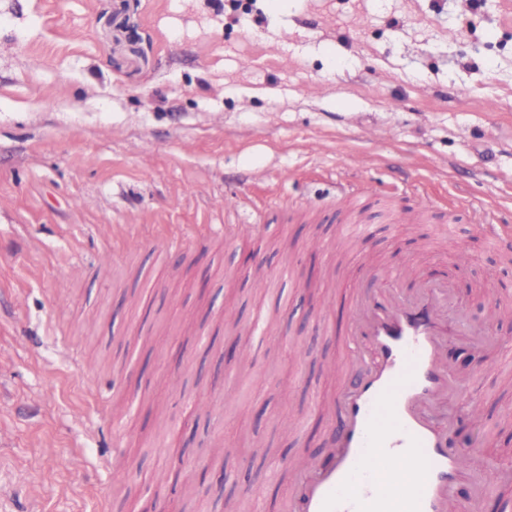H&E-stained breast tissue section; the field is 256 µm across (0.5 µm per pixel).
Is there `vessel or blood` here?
<instances>
[{"instance_id":"1","label":"vessel or blood","mask_w":512,"mask_h":512,"mask_svg":"<svg viewBox=\"0 0 512 512\" xmlns=\"http://www.w3.org/2000/svg\"><path fill=\"white\" fill-rule=\"evenodd\" d=\"M406 270L374 289L359 290L347 323L349 365L366 364L364 377L342 374L332 404L337 447L328 462L307 463L281 512H382L400 498L407 512H466L456 491L473 498L488 488L462 462L451 428L425 409L441 395H467L448 363L449 336L466 333L463 317H451L458 289L447 279L415 278ZM405 462L413 488L380 486L375 469Z\"/></svg>"}]
</instances>
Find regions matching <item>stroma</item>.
I'll list each match as a JSON object with an SVG mask.
<instances>
[{
  "instance_id": "stroma-1",
  "label": "stroma",
  "mask_w": 512,
  "mask_h": 512,
  "mask_svg": "<svg viewBox=\"0 0 512 512\" xmlns=\"http://www.w3.org/2000/svg\"><path fill=\"white\" fill-rule=\"evenodd\" d=\"M482 212L512 225V0H0V512H281L333 446L352 286L443 276V224L459 313L502 311L449 337L475 406L444 413L483 512H512V254ZM254 223L161 261L138 242ZM496 225L498 226V228ZM496 225H486V233L488 235V243L490 247L503 252H512L511 225Z\"/></svg>"
}]
</instances>
